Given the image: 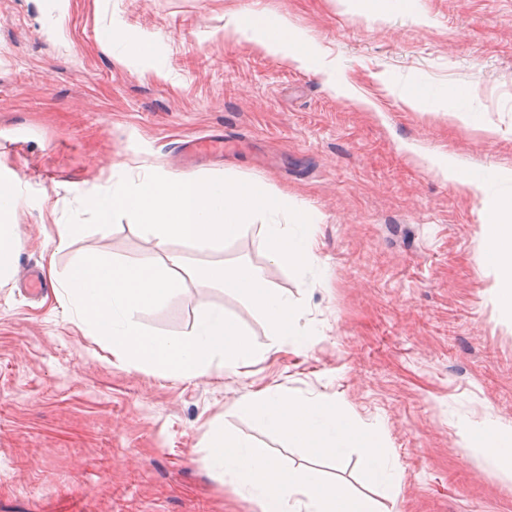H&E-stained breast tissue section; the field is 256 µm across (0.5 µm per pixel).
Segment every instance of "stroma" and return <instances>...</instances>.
Instances as JSON below:
<instances>
[{
    "instance_id": "stroma-1",
    "label": "stroma",
    "mask_w": 512,
    "mask_h": 512,
    "mask_svg": "<svg viewBox=\"0 0 512 512\" xmlns=\"http://www.w3.org/2000/svg\"><path fill=\"white\" fill-rule=\"evenodd\" d=\"M419 2L422 24L376 16L368 0H0V179L18 186L21 235L0 286V512H259L206 465L213 422L365 489L356 454L312 462L235 412L269 385L330 397L383 432L402 492H375L379 512H512V473L461 438L512 425V313L495 300L480 222L490 199L512 196V0ZM250 10L312 37L340 91L225 34ZM115 25L149 40L150 57L115 62L102 44ZM213 128L242 147L183 162L177 143ZM155 171L255 181L320 213L309 274L267 260L255 218L220 252L172 242L187 262L180 289L135 315L183 337L200 305L222 308L264 359L234 373L217 359L194 379L117 359L59 287L87 255L151 257L129 218L63 248L58 226L91 194ZM50 255L58 278L31 294ZM218 260L284 289L311 350L200 286L195 270Z\"/></svg>"
}]
</instances>
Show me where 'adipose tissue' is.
<instances>
[{"label":"adipose tissue","instance_id":"adipose-tissue-1","mask_svg":"<svg viewBox=\"0 0 512 512\" xmlns=\"http://www.w3.org/2000/svg\"><path fill=\"white\" fill-rule=\"evenodd\" d=\"M225 28L255 41L293 67L314 65L319 72L331 71L317 44L301 34L288 17L243 12L233 15ZM17 202L14 182L0 180V284L10 278L20 235L19 225L5 219L15 211ZM482 222L487 262L500 275L496 302L512 312V197L486 205ZM199 276L261 311L275 334L292 339L297 351L310 349L312 340L298 325V310L282 289L271 287L253 267L220 261L203 268ZM235 410L268 431L287 435L295 447L309 449L319 457H340L356 449L369 481L389 498L400 496L399 464L387 456L381 433L360 427L335 401H303L283 388L268 387L238 401ZM462 439L512 468V427L488 424L464 432ZM208 448L209 467L239 494L255 501L259 512H377L369 495L351 492L340 479H326L313 469H286L268 448L253 441L228 437L213 427Z\"/></svg>","mask_w":512,"mask_h":512}]
</instances>
